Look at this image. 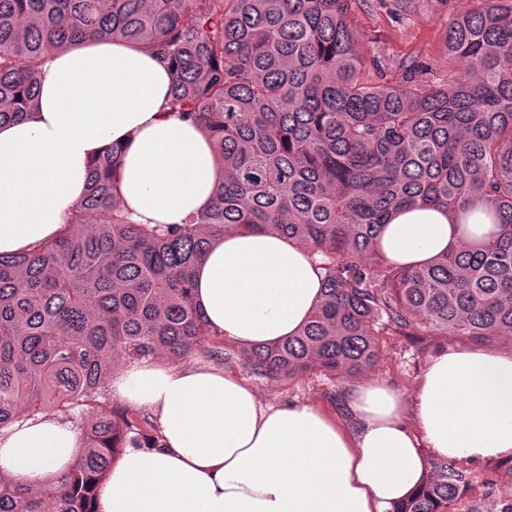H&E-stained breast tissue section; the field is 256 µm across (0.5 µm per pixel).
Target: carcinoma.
<instances>
[{
  "label": "carcinoma",
  "mask_w": 512,
  "mask_h": 512,
  "mask_svg": "<svg viewBox=\"0 0 512 512\" xmlns=\"http://www.w3.org/2000/svg\"><path fill=\"white\" fill-rule=\"evenodd\" d=\"M349 0H0V123L22 118L43 58L86 36L121 38L174 69L170 108L211 134L224 170L213 205L183 226L133 224L113 147L58 236L0 254V430L81 415L84 445L42 486L0 475V512H95L97 484L147 438L94 395L115 358L188 357L216 335L192 271L229 229L269 230L308 250L322 298L297 334L255 346L270 376L314 366L356 375L376 327L512 337V8L499 0L445 29L459 66L436 83L411 62L397 84L362 78ZM487 207L497 229L436 261L398 267L377 247L396 210ZM470 487L456 463L393 512H446Z\"/></svg>",
  "instance_id": "1"
}]
</instances>
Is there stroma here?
I'll list each match as a JSON object with an SVG mask.
<instances>
[{
	"mask_svg": "<svg viewBox=\"0 0 512 512\" xmlns=\"http://www.w3.org/2000/svg\"><path fill=\"white\" fill-rule=\"evenodd\" d=\"M481 6V0H350L349 23L360 34L359 50L366 78L401 79L405 62L417 60L428 65L431 75L447 79L453 67L444 54L443 33L448 23ZM377 362L365 376L411 396L430 357L443 347L512 351L508 336L481 342L461 336L427 334L407 336L394 329L379 331L376 338ZM246 349L212 336L202 349L185 362L199 367L221 368L247 380L259 397L268 403H308L341 410L355 377L334 375L317 369L290 376L257 374L248 365ZM471 488L449 512H504L512 503V466L499 461L468 464Z\"/></svg>",
	"mask_w": 512,
	"mask_h": 512,
	"instance_id": "1",
	"label": "stroma"
}]
</instances>
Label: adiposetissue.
<instances>
[{
  "mask_svg": "<svg viewBox=\"0 0 512 512\" xmlns=\"http://www.w3.org/2000/svg\"><path fill=\"white\" fill-rule=\"evenodd\" d=\"M174 76L121 39L87 38L44 57L36 105L0 124V253L55 236L83 198L91 162L121 150L117 192L138 224H183L208 209L223 177L214 145L171 112ZM455 225L444 208L392 214L386 257L419 267L493 230L485 207ZM197 305L225 340L272 345L295 334L321 298L304 248L268 231H226L193 270ZM157 420L159 445L122 449L95 512H393L424 483L431 459L512 462V352L437 351L411 399L368 379L344 414L262 403L216 368L133 364L112 379ZM79 430L41 415L0 431V474L22 484L66 473Z\"/></svg>",
  "mask_w": 512,
  "mask_h": 512,
  "instance_id": "1",
  "label": "adipose tissue"
}]
</instances>
